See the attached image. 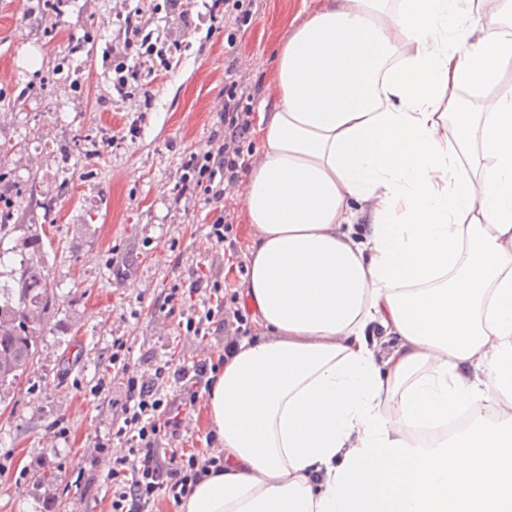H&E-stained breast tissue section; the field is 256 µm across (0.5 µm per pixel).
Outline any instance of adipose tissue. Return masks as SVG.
<instances>
[{
    "label": "adipose tissue",
    "instance_id": "obj_1",
    "mask_svg": "<svg viewBox=\"0 0 512 512\" xmlns=\"http://www.w3.org/2000/svg\"><path fill=\"white\" fill-rule=\"evenodd\" d=\"M510 65L490 0H319L285 37L246 195L260 333L181 512H512V90L458 94Z\"/></svg>",
    "mask_w": 512,
    "mask_h": 512
}]
</instances>
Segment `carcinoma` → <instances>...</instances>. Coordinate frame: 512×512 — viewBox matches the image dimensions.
I'll return each mask as SVG.
<instances>
[{
    "instance_id": "obj_1",
    "label": "carcinoma",
    "mask_w": 512,
    "mask_h": 512,
    "mask_svg": "<svg viewBox=\"0 0 512 512\" xmlns=\"http://www.w3.org/2000/svg\"><path fill=\"white\" fill-rule=\"evenodd\" d=\"M18 229L22 243L3 248ZM10 254L21 256L19 265L5 263ZM45 258L40 226L0 222V402L37 352L40 317L57 303Z\"/></svg>"
}]
</instances>
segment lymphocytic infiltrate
I'll return each mask as SVG.
<instances>
[{"label":"lymphocytic infiltrate","mask_w":512,"mask_h":512,"mask_svg":"<svg viewBox=\"0 0 512 512\" xmlns=\"http://www.w3.org/2000/svg\"><path fill=\"white\" fill-rule=\"evenodd\" d=\"M178 43L166 34L155 33L142 19L141 8L128 9L121 18L118 34L102 54L112 73V91L128 99L144 88V79L154 64L169 65ZM253 129V118L238 90L233 70L224 72V105L210 147L199 157H190L182 175V192L202 196L205 204H220L227 188L236 185L243 171L242 143ZM201 295L204 310L186 318L185 328L205 338L213 333L248 335V319L238 307L237 296H225L220 280L196 276L171 288L160 310L173 315L178 302ZM112 362L125 378L124 396L116 402L112 435L95 441L88 454L90 466L111 458V512H148L159 496L181 501L195 484L222 467V455L209 450L179 446L182 431L188 430L201 387L210 385L217 363L198 359L190 365L156 364L149 373L130 368L129 350L122 342L112 344ZM179 387L167 390L168 383ZM125 445L127 453L111 457L113 442Z\"/></svg>","instance_id":"obj_1"}]
</instances>
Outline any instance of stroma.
Here are the masks:
<instances>
[{
  "instance_id": "1",
  "label": "stroma",
  "mask_w": 512,
  "mask_h": 512,
  "mask_svg": "<svg viewBox=\"0 0 512 512\" xmlns=\"http://www.w3.org/2000/svg\"><path fill=\"white\" fill-rule=\"evenodd\" d=\"M140 0L150 28L181 44L172 68L147 76L145 93L113 96L102 52L127 0H65L56 31L24 20L0 0V194L33 189L11 223L42 225L50 279L60 309L45 315L33 360L0 404V512H108L106 468L86 458L112 430L122 396L112 342L130 360L216 356L224 339L198 340L158 306L194 274L245 261L258 229L248 218L246 182L227 189L233 247L211 244L214 216L202 198L178 199L183 164L208 149L234 67L251 112L270 101L285 35L306 18L305 0H254L242 25L186 28ZM87 38L74 57L82 87L53 69L69 35ZM66 435L54 434V425Z\"/></svg>"
}]
</instances>
